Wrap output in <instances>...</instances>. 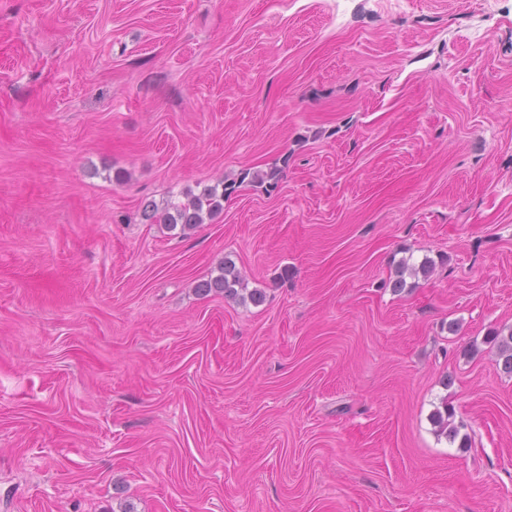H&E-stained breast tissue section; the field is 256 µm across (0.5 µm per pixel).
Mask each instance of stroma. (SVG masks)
<instances>
[{"label":"stroma","mask_w":512,"mask_h":512,"mask_svg":"<svg viewBox=\"0 0 512 512\" xmlns=\"http://www.w3.org/2000/svg\"><path fill=\"white\" fill-rule=\"evenodd\" d=\"M493 333L512 0H0V512H512ZM250 171L241 172L239 182H222L214 186L204 188L199 195H193L186 203L167 204L160 212L158 208L152 206L151 213L147 211L149 205L144 211L147 219H155L157 224H165L168 228L176 229L180 225L183 233L194 230L199 224H204L205 218H211L223 209V202L229 198L236 189L249 176ZM238 184V186H236ZM221 185V192H219ZM218 274L197 286V290L202 294L224 293V296L236 297L238 295L237 286L241 285L239 272L235 265L229 261H224L217 267Z\"/></svg>","instance_id":"35a3bbf8"}]
</instances>
